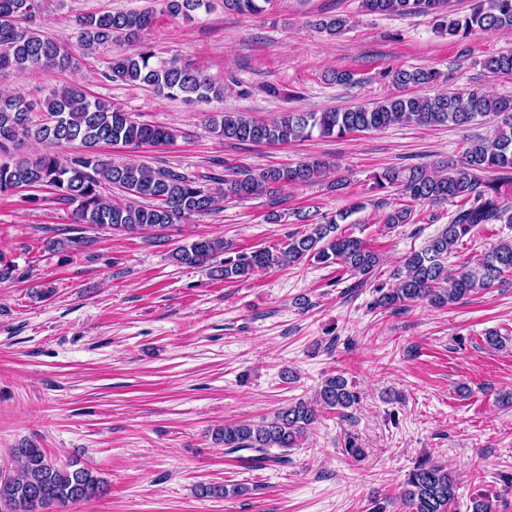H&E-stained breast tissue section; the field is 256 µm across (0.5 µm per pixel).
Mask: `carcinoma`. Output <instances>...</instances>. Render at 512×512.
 I'll list each match as a JSON object with an SVG mask.
<instances>
[{
	"label": "carcinoma",
	"mask_w": 512,
	"mask_h": 512,
	"mask_svg": "<svg viewBox=\"0 0 512 512\" xmlns=\"http://www.w3.org/2000/svg\"><path fill=\"white\" fill-rule=\"evenodd\" d=\"M274 0H224V11L260 16ZM211 8V0H160L158 10L130 9L86 13L78 16V46L90 52L100 45L137 41L150 30L158 16L187 20ZM368 13L435 15L440 29L464 39L474 32L512 31V0H472L468 12L451 17L448 0H361ZM45 0H0V73H29L46 68L74 69L78 65L71 47L48 36L41 26ZM320 33L334 37L345 30L339 15L309 22ZM483 68L494 76H512V53L491 56ZM102 76L112 81L136 83L167 97L208 103L224 95V88L198 68L178 59H161L152 46L140 45L133 54H115ZM384 76L400 88L429 86L441 73L433 68L388 70ZM477 121L493 122L488 138L475 141L456 162L438 171L425 166L389 167L371 176L374 191L396 186L412 202L440 204L465 200L448 224L419 251L410 253L394 273L395 282L377 289L374 305L399 309L426 301L443 307L458 303L479 289L512 285V241L501 242L471 263L448 272V255L478 224L512 223V96H493L470 89L434 95L395 94L377 102L345 110H284L270 121L242 112H213L206 122L211 133L240 143H287L318 135L343 138L349 134L381 130L391 125L457 126ZM176 134L166 127L136 120L131 113L108 102L93 99L84 86L71 84L53 89L42 100L0 94V196L20 188L48 189L57 200L74 205L73 219L103 230L127 235L169 229L191 218L208 215L224 200L266 196L277 205V191L288 185L318 182L330 163L318 158L288 166L243 170L224 176V161L201 173L143 164L116 163L100 153L104 145L162 146ZM34 140L46 150L33 159L18 154L21 144ZM76 146L75 153L62 150ZM120 190L123 198L103 196V186ZM363 209L359 201L323 223L296 233L282 246L264 247L217 266L213 260L229 247L222 238L202 237L172 253L189 267L207 268L226 282H235L259 271L283 269L315 261L336 264L365 282L374 274L378 258L365 242L339 232V222ZM412 208H394L383 216L387 225L408 224ZM92 240L82 234L51 238L45 248L53 253H79ZM356 400L342 375L328 377L319 388L316 402L299 400L255 423L243 421L214 432V439L250 469L269 463L287 465L288 451L300 447L318 409H347ZM277 448L280 453L273 454ZM18 468L0 473V506L5 512H51L102 497L107 484L86 467L72 461L59 465L43 449L33 445L13 449ZM457 482L448 468L429 458L419 461L404 482L403 512H450Z\"/></svg>",
	"instance_id": "obj_1"
}]
</instances>
